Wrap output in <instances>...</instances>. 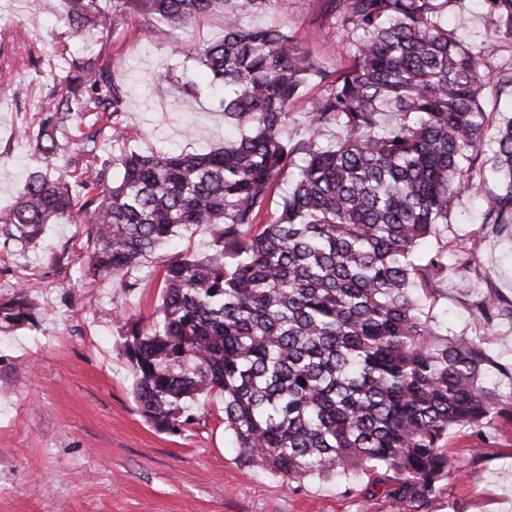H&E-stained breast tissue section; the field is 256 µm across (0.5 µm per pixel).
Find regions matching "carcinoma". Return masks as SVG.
I'll return each instance as SVG.
<instances>
[{
	"instance_id": "obj_1",
	"label": "carcinoma",
	"mask_w": 512,
	"mask_h": 512,
	"mask_svg": "<svg viewBox=\"0 0 512 512\" xmlns=\"http://www.w3.org/2000/svg\"><path fill=\"white\" fill-rule=\"evenodd\" d=\"M452 2L323 0L356 45L350 66L327 71L285 31L241 26L271 0H45L76 34L109 12L137 11L170 35L224 17L223 39L185 54L224 89L235 141L200 154L125 153L113 179L95 126L124 111L128 86L109 64L72 56L39 121L41 165L0 211L3 244L23 248L50 224L90 225L88 272L120 280L179 231L209 230L210 253L166 260L160 305L119 348L156 430L181 431L191 402L215 392L241 462L290 485L363 473L369 495L380 487L400 512H429L448 479L450 431L498 415L502 395L482 382L484 337H439L414 296L448 266L447 253L423 245L472 187L490 122L481 53L448 30ZM480 2L512 36V0ZM315 78L328 92L309 112L307 138L289 140L290 103ZM87 117L66 166L85 163L69 174L56 164L70 148L62 137ZM330 126L340 135L326 145ZM489 162L504 183L483 223L509 226L510 116ZM474 307L487 324L512 322V307L494 297ZM34 318L25 289L0 302V331Z\"/></svg>"
}]
</instances>
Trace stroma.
<instances>
[{
    "mask_svg": "<svg viewBox=\"0 0 512 512\" xmlns=\"http://www.w3.org/2000/svg\"><path fill=\"white\" fill-rule=\"evenodd\" d=\"M243 23L286 31L331 70L354 56L322 0H277ZM447 23L484 52L483 110L511 106L496 81L512 67V38L498 32L479 0L449 8ZM146 24L129 11L105 30L75 34L43 0H0V30L16 35L0 39V208L15 201L34 163L42 101L65 68L56 51L60 41L73 54L110 62L128 82L125 112L98 136L101 157L223 146L221 97L202 92L192 106L183 103L184 83L200 69L182 52L223 38L222 16L151 39ZM163 63L172 79H158ZM498 190L492 177L475 180L429 240L431 251L474 249L475 260L464 274L448 268L419 304L435 317L438 333L483 336L493 359L488 377L507 392L512 380L500 367L512 364V323L486 326L472 306L479 294L512 303V229L482 221L486 198ZM209 241L202 227L181 232L123 281L87 274L93 242L72 224L50 225L34 248L0 247V300L33 287L37 313L36 322L0 332V512H397L383 494L365 495L362 474L291 487L241 464L224 431L219 396H199L193 422L178 435L157 431L142 417L116 346L132 322L148 319L160 304L166 260L185 251L206 254ZM447 451L453 473L430 512H512V400L481 432H452Z\"/></svg>",
    "mask_w": 512,
    "mask_h": 512,
    "instance_id": "35a3bbf8",
    "label": "stroma"
}]
</instances>
